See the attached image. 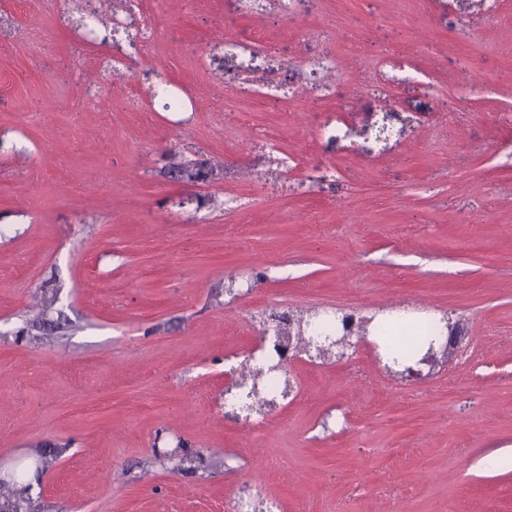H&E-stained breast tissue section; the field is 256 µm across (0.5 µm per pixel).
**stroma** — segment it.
<instances>
[{"instance_id":"obj_1","label":"stroma","mask_w":512,"mask_h":512,"mask_svg":"<svg viewBox=\"0 0 512 512\" xmlns=\"http://www.w3.org/2000/svg\"><path fill=\"white\" fill-rule=\"evenodd\" d=\"M401 306L466 354L412 382L302 355L262 425L225 417L264 314ZM8 492L512 512V0H0Z\"/></svg>"}]
</instances>
